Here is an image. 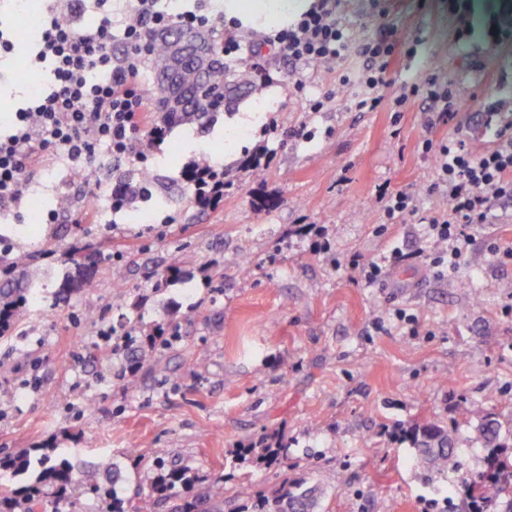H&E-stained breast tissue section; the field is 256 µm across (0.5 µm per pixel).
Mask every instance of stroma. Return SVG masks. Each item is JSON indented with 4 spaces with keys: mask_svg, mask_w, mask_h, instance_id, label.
<instances>
[{
    "mask_svg": "<svg viewBox=\"0 0 512 512\" xmlns=\"http://www.w3.org/2000/svg\"><path fill=\"white\" fill-rule=\"evenodd\" d=\"M472 2L466 33L448 0H350L342 20L353 47L335 65L293 63L261 31L238 29L264 70L247 53L233 61L252 73L250 100L269 109L241 133L237 153L225 154L223 129L194 124L172 128L147 164L98 159L89 182L41 153L19 220L0 227V255L38 253L46 285L0 339V456H107L129 493L156 461L175 460L205 480L223 475L226 490L244 483L262 495L276 468L239 451L269 438L288 446L289 479L324 489L323 512H465L461 473L428 480L408 433L447 429L469 473L484 467V420L512 426V262L490 250L512 244V206L472 230L467 264L450 279L409 258L369 286L345 261L425 246L413 219L385 223L378 188L420 193L424 213L446 210V199L422 193L433 175L423 139L460 130L492 144L480 101L490 94L512 111V42L484 34L497 0ZM379 36L413 48L390 64L391 94L438 74L459 101L452 124L423 99L360 112L358 87L337 88L339 72L366 64L357 44ZM293 75L308 95L335 100L309 111L308 95L289 90ZM303 126L312 138L299 135ZM256 151L267 161L259 178L238 165ZM203 154L232 182L215 208H198L181 177ZM145 171L150 198L113 213V187ZM91 242L103 245L93 287L56 297L48 284L65 273L58 256ZM185 252L197 257L191 282H161ZM239 253L251 265H230ZM157 323L162 337L145 344Z\"/></svg>",
    "mask_w": 512,
    "mask_h": 512,
    "instance_id": "35a3bbf8",
    "label": "stroma"
}]
</instances>
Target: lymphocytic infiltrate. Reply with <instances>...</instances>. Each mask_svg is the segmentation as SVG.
Segmentation results:
<instances>
[{"label":"lymphocytic infiltrate","mask_w":512,"mask_h":512,"mask_svg":"<svg viewBox=\"0 0 512 512\" xmlns=\"http://www.w3.org/2000/svg\"><path fill=\"white\" fill-rule=\"evenodd\" d=\"M110 0H69L60 10L37 13L39 35L27 53L31 64L49 63L53 79L48 88L30 95L0 129V211L10 212L21 199L24 184L35 173L34 150L59 153L72 167H90L101 155L145 163L160 140L161 127L144 119L151 111V93L140 75L157 34L179 25L207 27L203 0L172 11L160 0H132L121 40L122 60L112 55ZM342 0H312L309 9L288 27L267 35V43L293 61L328 64L341 60L349 45L339 8ZM94 9L99 19L84 27L80 18ZM396 43L366 40L360 52L368 59L355 75L339 74V86L357 84L355 107L375 112L383 105L401 110L415 98L440 104L443 116H453L456 100L437 76L402 86L388 97V76ZM421 151L434 159L435 175L424 187L428 196L446 198L442 213L420 214L413 193L395 190L383 206L388 223L418 217L425 235L439 248L429 259L438 276L453 277L467 262L468 230L488 223L491 212L512 200V134L500 131L493 148L475 150L466 135L434 142L423 140Z\"/></svg>","instance_id":"lymphocytic-infiltrate-1"}]
</instances>
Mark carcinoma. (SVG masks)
<instances>
[{
  "label": "carcinoma",
  "instance_id": "carcinoma-1",
  "mask_svg": "<svg viewBox=\"0 0 512 512\" xmlns=\"http://www.w3.org/2000/svg\"><path fill=\"white\" fill-rule=\"evenodd\" d=\"M175 80L182 91L185 107L171 110L167 122L178 125L195 121L205 128L220 113L234 108L252 89L245 72L229 64L209 73L203 79L198 64L187 59L178 69ZM33 256L23 254L10 262L12 273L0 281V334L8 331L15 312L37 297L29 268ZM95 253L88 248L74 250L61 258L68 272L58 285L56 295H70L94 286ZM195 260L186 255L174 266L164 270L163 279L175 276L182 280ZM480 437L489 449L484 470L462 475L469 512H512V452L507 453L504 439H512V430H503L497 419L482 423ZM415 463L422 470L439 476L461 470L456 444L448 431L430 424L411 432ZM258 457L267 464H288L287 448H261ZM0 470L13 476L31 474L26 484L11 488L0 486V512H35L39 506L51 512H63L83 494H92L106 503L104 512H148L173 501L171 512H321V489L303 483L290 484L283 478L268 495L256 496L240 488L235 496H224V475L219 474L207 484L189 467L173 464L154 470L139 486L136 499L119 494L120 468L107 457L95 466L101 480L87 483L84 473L68 458L59 457L42 448L31 454L0 459Z\"/></svg>",
  "mask_w": 512,
  "mask_h": 512
}]
</instances>
